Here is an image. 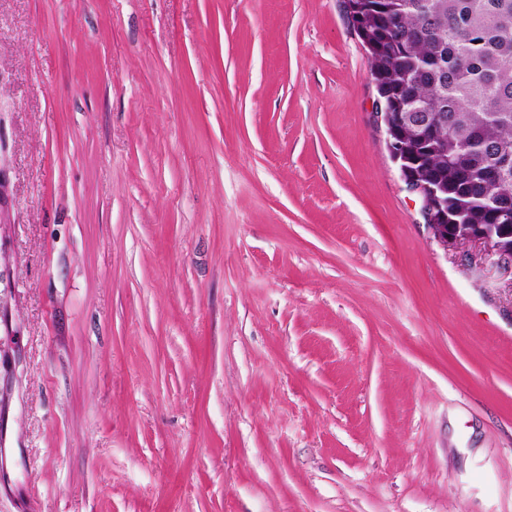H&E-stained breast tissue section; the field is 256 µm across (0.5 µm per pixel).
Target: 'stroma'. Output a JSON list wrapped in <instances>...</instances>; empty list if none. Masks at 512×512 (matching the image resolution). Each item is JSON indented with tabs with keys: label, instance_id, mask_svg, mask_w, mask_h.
Instances as JSON below:
<instances>
[{
	"label": "stroma",
	"instance_id": "stroma-1",
	"mask_svg": "<svg viewBox=\"0 0 512 512\" xmlns=\"http://www.w3.org/2000/svg\"><path fill=\"white\" fill-rule=\"evenodd\" d=\"M379 103L342 0H0V512H512V275Z\"/></svg>",
	"mask_w": 512,
	"mask_h": 512
}]
</instances>
